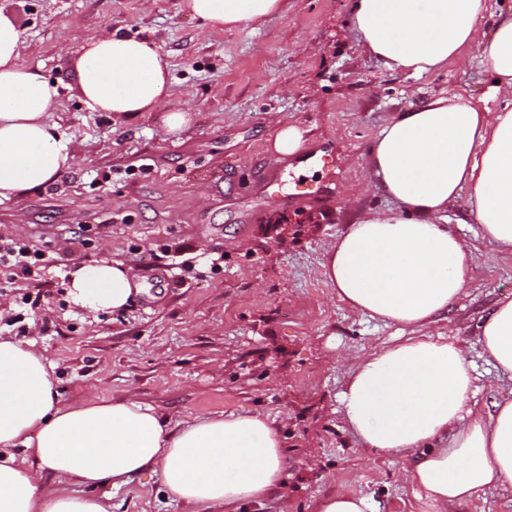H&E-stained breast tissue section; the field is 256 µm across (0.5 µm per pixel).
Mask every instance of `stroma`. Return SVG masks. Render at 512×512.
I'll return each instance as SVG.
<instances>
[{
	"mask_svg": "<svg viewBox=\"0 0 512 512\" xmlns=\"http://www.w3.org/2000/svg\"><path fill=\"white\" fill-rule=\"evenodd\" d=\"M353 0H285L262 24L211 28L183 0H0L23 31L22 65L57 88L48 115L78 163L45 187L0 201V240L45 256V288L0 267V336L35 343L57 367L64 401L128 397L170 423L241 410L281 432L288 512H316L350 489L371 512H433L405 481L409 457L368 455L347 430L340 393L349 354L393 344L401 329L350 311L319 273L329 244L371 210L363 166L379 132L409 103L489 91L473 59L417 77L389 69L351 31ZM152 40L170 66V109L124 118L82 103L74 65L113 30ZM293 125L303 145L273 147ZM448 226L479 270L430 334L452 333L473 367L478 407L497 373L478 342L480 318L512 296V254L482 239L461 191ZM129 263L142 294L125 310L90 312L65 288L69 271ZM107 512H185L156 476L104 487Z\"/></svg>",
	"mask_w": 512,
	"mask_h": 512,
	"instance_id": "obj_1",
	"label": "stroma"
}]
</instances>
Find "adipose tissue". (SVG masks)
Returning a JSON list of instances; mask_svg holds the SVG:
<instances>
[{
  "instance_id": "adipose-tissue-1",
  "label": "adipose tissue",
  "mask_w": 512,
  "mask_h": 512,
  "mask_svg": "<svg viewBox=\"0 0 512 512\" xmlns=\"http://www.w3.org/2000/svg\"><path fill=\"white\" fill-rule=\"evenodd\" d=\"M283 2L184 0L220 29L263 20ZM351 21L363 49L390 69L423 75L475 55L491 74L485 105L438 96L385 124L367 173L394 206L350 225L322 264L352 310L409 330L398 344L354 355L344 423L366 450L412 455L406 478L438 512H455L486 488L512 487V298L498 300L480 328L502 380L493 412L470 405L473 367L463 349L428 333L477 270L445 222L462 190L481 237L512 253V9L491 12L489 0H353ZM21 45L17 21L0 10V200L44 186L76 160L46 119L57 90L20 64ZM75 67L90 111L158 112L175 135L192 120L169 109V64L149 41L106 33L81 47ZM69 288L92 312L122 309L139 291L132 267L108 260L76 267ZM54 368L34 344L0 338V512H105L99 488L146 472L188 512H248L284 494L281 434L262 413L173 427L130 398L64 402ZM49 474L73 491L48 488Z\"/></svg>"
}]
</instances>
